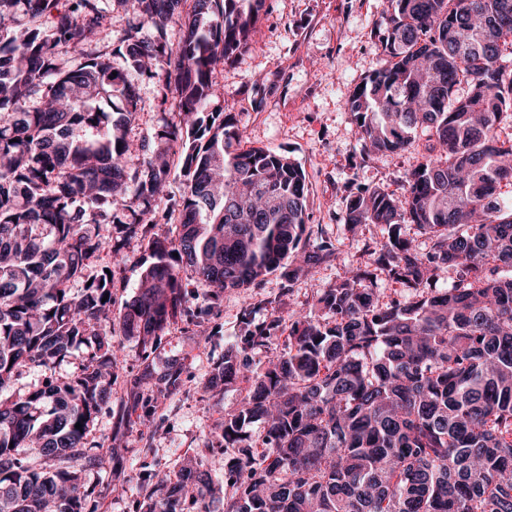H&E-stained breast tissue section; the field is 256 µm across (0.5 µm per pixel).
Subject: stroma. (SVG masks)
Wrapping results in <instances>:
<instances>
[{
	"label": "stroma",
	"mask_w": 512,
	"mask_h": 512,
	"mask_svg": "<svg viewBox=\"0 0 512 512\" xmlns=\"http://www.w3.org/2000/svg\"><path fill=\"white\" fill-rule=\"evenodd\" d=\"M386 0H267L266 11L246 52L233 62L217 64L224 112L238 120L242 142L287 155L305 173L309 189L306 232L330 239L337 259L317 267L312 279L286 282L280 275L258 285L225 291L206 315L190 300L151 348L124 335L121 317L137 290L146 258L143 239L123 244L126 260L114 264L102 250L94 271L112 270V321L107 329L119 354L110 393L90 424L87 443L116 446L105 470L85 473L83 485L93 493L96 512H144L154 492V473L178 474L186 458L212 474L214 512L224 510V456L220 425L246 394L242 383L227 385L214 373L229 348L241 345L243 321L288 318L305 308L349 270L365 266V249L382 240L381 225L350 234L341 217L346 200L361 186H380L402 195L409 172L425 151V139L393 155L364 160L355 125L347 110L354 87L372 71L386 66L375 48ZM141 110L133 125L137 138L149 139L167 122L179 121L175 99H161L155 81L137 79ZM150 371L180 378L171 394L153 393L156 425L143 429V401L133 387Z\"/></svg>",
	"instance_id": "1"
}]
</instances>
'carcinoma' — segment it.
I'll return each mask as SVG.
<instances>
[{
	"instance_id": "carcinoma-1",
	"label": "carcinoma",
	"mask_w": 512,
	"mask_h": 512,
	"mask_svg": "<svg viewBox=\"0 0 512 512\" xmlns=\"http://www.w3.org/2000/svg\"><path fill=\"white\" fill-rule=\"evenodd\" d=\"M115 2L135 15L119 48L130 69L118 72L93 47L108 18L103 0H0V512H95L81 475L108 458L86 435L116 356L104 330L112 279L88 270L101 250L121 257V242L154 223L171 154L184 155L177 234L148 240L122 317L143 348L190 296L211 309L226 289L278 270L291 283L337 255L330 241L304 237L301 168L240 147L235 117L211 107L215 64L248 48L266 0ZM387 2L376 46L390 65L355 87L348 112L364 158L397 154L420 134L429 151L403 197L367 186L347 199L348 231L388 227L368 252L374 269L315 294L286 327L278 317L244 322V347L224 355V383H251L221 426L233 449L224 512H512V205L497 195L512 180V143L498 137L512 109V0ZM488 17L495 33L478 49L471 32ZM63 49L81 62L67 66ZM134 74L157 80L181 111L153 147L130 136ZM133 155L142 160L131 169ZM408 223L427 249L403 236ZM377 270L412 299L380 302ZM450 271L451 287L435 289ZM284 331L279 350L272 338ZM81 345L91 354L73 378L5 396L19 368L51 370ZM253 346L269 348L261 372ZM255 421L265 425L260 452L247 444ZM35 457L64 466L37 471ZM211 494L208 472L183 467L146 512H212Z\"/></svg>"
}]
</instances>
